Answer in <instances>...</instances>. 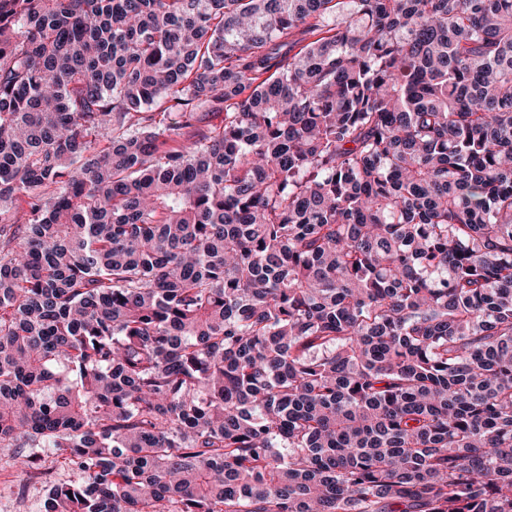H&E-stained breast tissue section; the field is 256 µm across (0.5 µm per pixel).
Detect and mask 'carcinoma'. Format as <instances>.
<instances>
[{
	"mask_svg": "<svg viewBox=\"0 0 512 512\" xmlns=\"http://www.w3.org/2000/svg\"><path fill=\"white\" fill-rule=\"evenodd\" d=\"M4 449L45 512H512V0H0Z\"/></svg>",
	"mask_w": 512,
	"mask_h": 512,
	"instance_id": "1",
	"label": "carcinoma"
}]
</instances>
